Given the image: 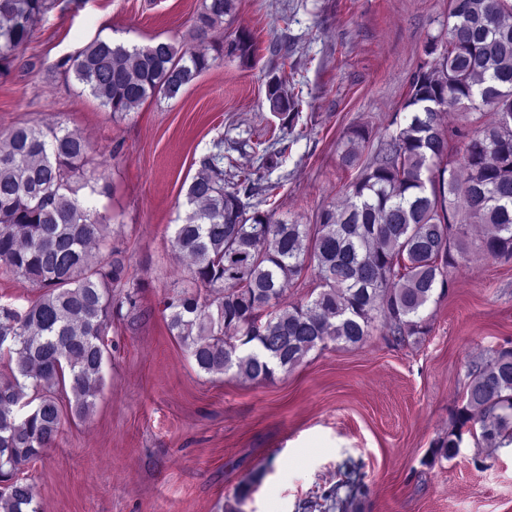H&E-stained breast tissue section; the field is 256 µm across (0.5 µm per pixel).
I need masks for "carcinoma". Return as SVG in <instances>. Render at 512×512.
Instances as JSON below:
<instances>
[{
    "instance_id": "cac0c4a2",
    "label": "carcinoma",
    "mask_w": 512,
    "mask_h": 512,
    "mask_svg": "<svg viewBox=\"0 0 512 512\" xmlns=\"http://www.w3.org/2000/svg\"><path fill=\"white\" fill-rule=\"evenodd\" d=\"M234 8V0H203L196 45L185 50L97 38L58 67L114 116L174 98L225 54L209 34ZM47 9L48 0H0L1 76ZM232 42L233 57L249 61L253 34L242 30ZM425 55L396 132L365 160L369 132H350L342 163L357 175L311 224L247 206L255 180L227 174L234 164L224 155L200 161L172 240L191 260L193 289L164 301L169 333L199 371L268 381L330 342L365 344L380 319L396 343L427 335L428 304L467 261L473 224L484 225V256L512 260V0H449L448 22ZM266 99L288 128L299 102L282 77H269ZM464 103L477 124L443 126L441 113ZM89 151L61 125L0 137V269L39 290L22 312L0 304V353L9 361L0 377V512H39L34 485L17 472L54 447L66 419L89 416L104 380L107 326L138 308V292L112 294L128 267L107 250L106 218L78 197ZM308 270L317 293L288 302L287 287ZM60 387L73 397L66 411ZM461 398L455 429L434 443L435 455L457 456L466 432L490 447L512 441V347L469 364ZM342 486L336 507L345 512L365 485Z\"/></svg>"
}]
</instances>
